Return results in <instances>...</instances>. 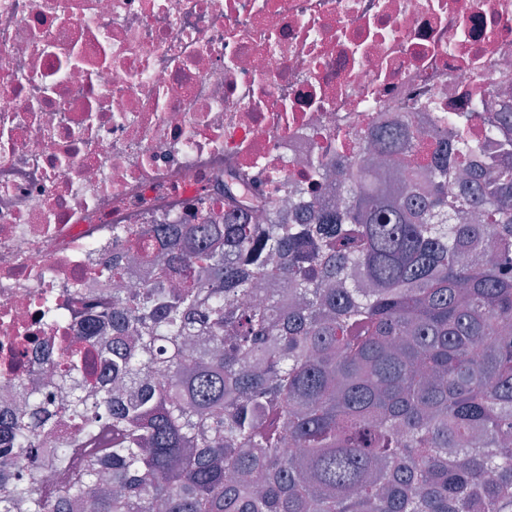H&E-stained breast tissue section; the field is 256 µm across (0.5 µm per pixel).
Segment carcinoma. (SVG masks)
Segmentation results:
<instances>
[{
	"label": "carcinoma",
	"mask_w": 512,
	"mask_h": 512,
	"mask_svg": "<svg viewBox=\"0 0 512 512\" xmlns=\"http://www.w3.org/2000/svg\"><path fill=\"white\" fill-rule=\"evenodd\" d=\"M505 97L470 112L489 138ZM424 136L357 134L317 176L344 201L292 224L227 187V224L117 230L152 285L91 304L112 335L89 321L65 372L0 386V512H512V143L478 176L463 130Z\"/></svg>",
	"instance_id": "carcinoma-1"
}]
</instances>
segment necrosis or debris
I'll return each mask as SVG.
<instances>
[{
    "label": "necrosis or debris",
    "instance_id": "obj_1",
    "mask_svg": "<svg viewBox=\"0 0 512 512\" xmlns=\"http://www.w3.org/2000/svg\"><path fill=\"white\" fill-rule=\"evenodd\" d=\"M512 92V0H0V383L61 357L116 224H220L238 170L296 202L381 113Z\"/></svg>",
    "mask_w": 512,
    "mask_h": 512
}]
</instances>
